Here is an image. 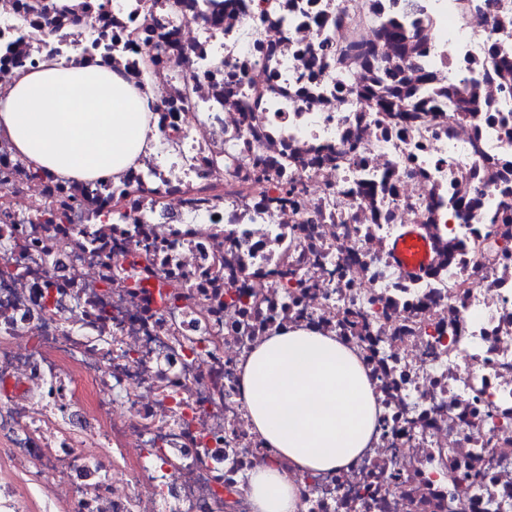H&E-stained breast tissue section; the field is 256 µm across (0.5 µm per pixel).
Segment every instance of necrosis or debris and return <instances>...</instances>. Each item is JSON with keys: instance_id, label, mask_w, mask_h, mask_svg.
I'll list each match as a JSON object with an SVG mask.
<instances>
[{"instance_id": "necrosis-or-debris-1", "label": "necrosis or debris", "mask_w": 512, "mask_h": 512, "mask_svg": "<svg viewBox=\"0 0 512 512\" xmlns=\"http://www.w3.org/2000/svg\"><path fill=\"white\" fill-rule=\"evenodd\" d=\"M22 2L0 86L48 50L100 60L154 95L161 149L121 181L129 221L47 225L51 184L0 144V452L27 474L0 512L44 482L47 512H250L272 453L240 365L292 326L353 345L381 403L301 512H512V0H49L45 26ZM391 72L425 111L381 105ZM283 180L297 206L270 204Z\"/></svg>"}]
</instances>
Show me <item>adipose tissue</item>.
I'll return each mask as SVG.
<instances>
[{"mask_svg": "<svg viewBox=\"0 0 512 512\" xmlns=\"http://www.w3.org/2000/svg\"><path fill=\"white\" fill-rule=\"evenodd\" d=\"M152 100L88 59L45 53L0 89V137L63 182L116 180L152 153ZM253 432L273 460L247 474L250 512H301L299 476L350 466L378 427L377 396L351 347L306 327L279 329L242 364Z\"/></svg>", "mask_w": 512, "mask_h": 512, "instance_id": "adipose-tissue-1", "label": "adipose tissue"}]
</instances>
